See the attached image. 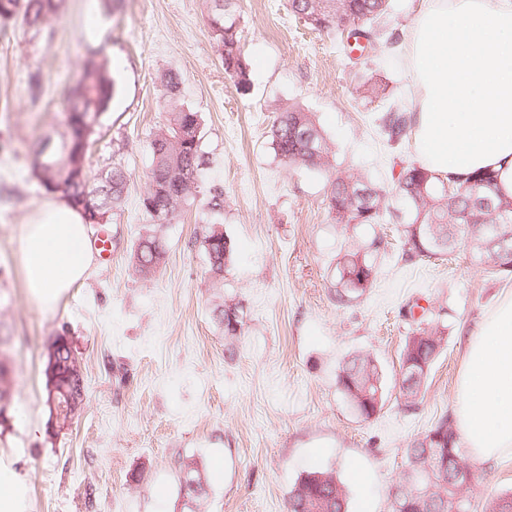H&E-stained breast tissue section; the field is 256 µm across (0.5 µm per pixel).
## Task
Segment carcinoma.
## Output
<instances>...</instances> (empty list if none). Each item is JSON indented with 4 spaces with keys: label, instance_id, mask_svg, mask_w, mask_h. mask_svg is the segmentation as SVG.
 Wrapping results in <instances>:
<instances>
[{
    "label": "carcinoma",
    "instance_id": "carcinoma-1",
    "mask_svg": "<svg viewBox=\"0 0 512 512\" xmlns=\"http://www.w3.org/2000/svg\"><path fill=\"white\" fill-rule=\"evenodd\" d=\"M231 0H209L211 36L224 63V73L240 90L249 83V63L240 46L239 17ZM388 8V0H288V9L319 31L349 26L357 32L374 34L375 20ZM64 14V0H0V21L21 18L38 35ZM87 59L79 78L64 93L63 124L66 133L59 144L40 141L34 159L46 165L33 166V174L47 193L61 191L80 206L88 224L110 223L112 212L123 202L130 180L128 169L114 163L99 171L94 180L86 173L91 138L101 126L102 117L116 93L109 59L104 47L86 45ZM163 88L162 108L166 123L152 134L149 144L151 165L147 189L141 200L142 211L151 225L174 224L187 202L195 195L204 166L202 118L190 106L179 102V79L172 72L158 77ZM413 125V115L392 108L379 118L380 133L389 146L398 145ZM271 144L276 156L288 166L322 169L329 165L331 149L312 116L300 109L281 113L271 128ZM407 204L400 215L403 251L408 262L417 257L451 256L457 248L469 249L483 261L512 253V199L499 194L497 175L479 171L463 182L445 184L422 164H411L397 184L387 191L372 186L355 173L331 178L324 199L328 216L336 224L371 225L383 221L389 197ZM206 207L213 215L224 210V189L208 190ZM210 276L224 278L232 254L231 240L217 226L208 228L202 241ZM379 237L357 248H348L339 261L340 303L361 296L372 285L374 253ZM166 254L165 244L154 231L138 239L133 259L135 270L144 279L153 275ZM219 321L224 335L238 336L243 327V311L238 304L224 305ZM445 327L422 313L413 319L401 352L400 400L402 409H418L429 370L440 353ZM337 383L360 415L376 413L384 405L383 377L378 362L369 355H358L346 362ZM429 468L434 481L424 493L414 492L409 470ZM468 468L457 443L451 420L440 418L407 450L404 469L392 493V512H455L456 498L465 488L455 485L456 471ZM196 482L192 488L186 479ZM180 490L190 499L201 495L199 470L186 464L178 475ZM287 512H346L343 485L330 473L311 471L296 483L288 498Z\"/></svg>",
    "mask_w": 512,
    "mask_h": 512
}]
</instances>
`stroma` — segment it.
Wrapping results in <instances>:
<instances>
[{"instance_id": "1", "label": "stroma", "mask_w": 512, "mask_h": 512, "mask_svg": "<svg viewBox=\"0 0 512 512\" xmlns=\"http://www.w3.org/2000/svg\"><path fill=\"white\" fill-rule=\"evenodd\" d=\"M422 0H389L379 22L396 44L354 58L346 36L312 30L287 0H233L250 81L238 92L211 37L205 0H124L107 14L102 0H66L52 36L33 37L20 19L0 23V385L8 421L0 448L16 460L30 512H286L288 496L310 470L347 487L348 512H391L392 488L407 447L444 415H454L469 332L512 290V280L460 253L408 264L399 256L396 215L375 227L334 223L323 199L327 176L284 165L269 131L280 113L310 112L339 173H362L385 188L419 162L412 138L386 147L382 112L416 110L404 59ZM121 67L94 145L91 172L129 168L124 202L105 228L110 264H93L51 310L29 296L18 261L22 218L46 197L31 172L37 137L60 139L63 90L81 71L92 21ZM172 71L180 98L203 120L208 164L201 189L174 224L156 226L164 262L150 279L134 271V246L148 224L141 209L151 164L150 135L166 114L155 78ZM385 87L374 100L361 85ZM224 188L221 228L235 245L222 282H214L201 245L211 185ZM377 277L355 301L339 305V253L372 235ZM445 326L444 349L415 413L400 410L399 355L409 299ZM241 306L244 329L228 336L217 319ZM67 336L85 379L83 408L51 431L45 370L53 336ZM381 366L386 401L361 418L336 376L352 356ZM192 463L203 491L179 488ZM476 481L469 512L512 491V462L471 461ZM191 478L196 482V487L191 488L189 485H192L191 480L188 481V484H186L187 479ZM178 481L180 485L181 492H184V495H186L191 500L199 497L201 495V492L203 490V482L201 478V474L199 473V470L196 469L195 466L192 464H186L181 469L179 475H178Z\"/></svg>"}]
</instances>
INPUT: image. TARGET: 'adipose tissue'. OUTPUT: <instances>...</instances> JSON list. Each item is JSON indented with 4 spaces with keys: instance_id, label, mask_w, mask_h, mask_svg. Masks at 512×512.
<instances>
[{
    "instance_id": "adipose-tissue-1",
    "label": "adipose tissue",
    "mask_w": 512,
    "mask_h": 512,
    "mask_svg": "<svg viewBox=\"0 0 512 512\" xmlns=\"http://www.w3.org/2000/svg\"><path fill=\"white\" fill-rule=\"evenodd\" d=\"M418 109L413 140L423 164L450 181L497 174L512 197V0H424L405 58ZM80 207L52 198L24 218L20 263L45 309L91 265ZM457 428L478 460L512 459V292L469 334ZM0 512H30L28 485L0 451Z\"/></svg>"
}]
</instances>
